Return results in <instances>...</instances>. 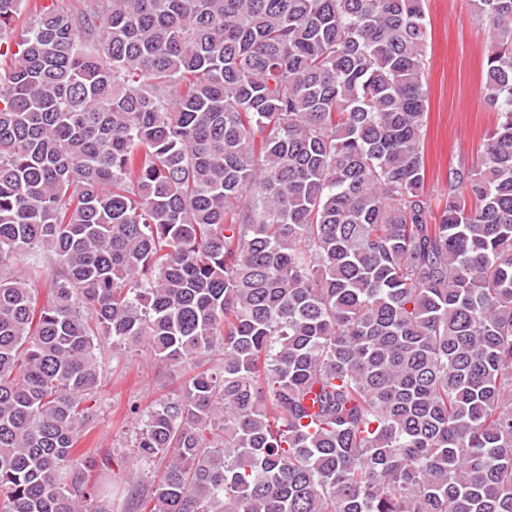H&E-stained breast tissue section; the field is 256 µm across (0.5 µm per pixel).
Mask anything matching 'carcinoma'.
<instances>
[{
    "label": "carcinoma",
    "instance_id": "cac0c4a2",
    "mask_svg": "<svg viewBox=\"0 0 512 512\" xmlns=\"http://www.w3.org/2000/svg\"><path fill=\"white\" fill-rule=\"evenodd\" d=\"M0 0V512H512V0L425 191L424 0ZM48 287L39 302L37 286ZM193 373L77 447L100 342Z\"/></svg>",
    "mask_w": 512,
    "mask_h": 512
}]
</instances>
